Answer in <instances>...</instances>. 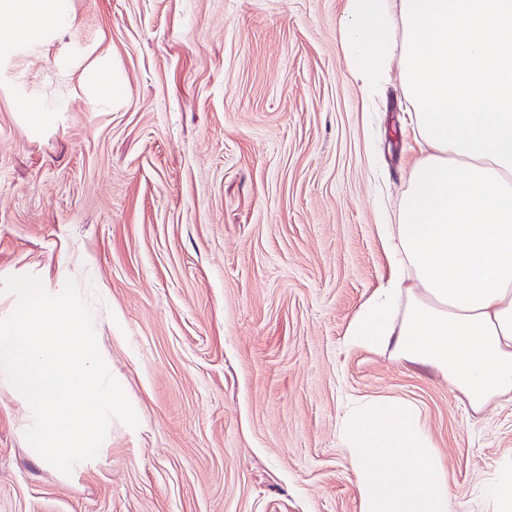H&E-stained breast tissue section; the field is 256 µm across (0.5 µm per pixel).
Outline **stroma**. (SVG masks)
<instances>
[{"mask_svg": "<svg viewBox=\"0 0 512 512\" xmlns=\"http://www.w3.org/2000/svg\"><path fill=\"white\" fill-rule=\"evenodd\" d=\"M75 24L0 73V277L74 278L138 418L66 475L37 463L0 386V512H359L338 438L353 398L418 403L474 512L512 456V403L477 415L447 383L346 330L388 279L415 145L400 69L368 100L339 42L342 0H72ZM126 85L99 108L81 70ZM48 104L32 134L15 80Z\"/></svg>", "mask_w": 512, "mask_h": 512, "instance_id": "35a3bbf8", "label": "stroma"}]
</instances>
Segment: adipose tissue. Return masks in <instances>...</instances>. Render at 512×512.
<instances>
[{
  "instance_id": "ef3b65f1",
  "label": "adipose tissue",
  "mask_w": 512,
  "mask_h": 512,
  "mask_svg": "<svg viewBox=\"0 0 512 512\" xmlns=\"http://www.w3.org/2000/svg\"><path fill=\"white\" fill-rule=\"evenodd\" d=\"M0 63L41 52L74 23L71 0H0ZM346 71L363 93L399 55L421 157L391 267L351 321L349 346L443 377L474 413L512 399V0H343ZM477 512H512V458Z\"/></svg>"
}]
</instances>
